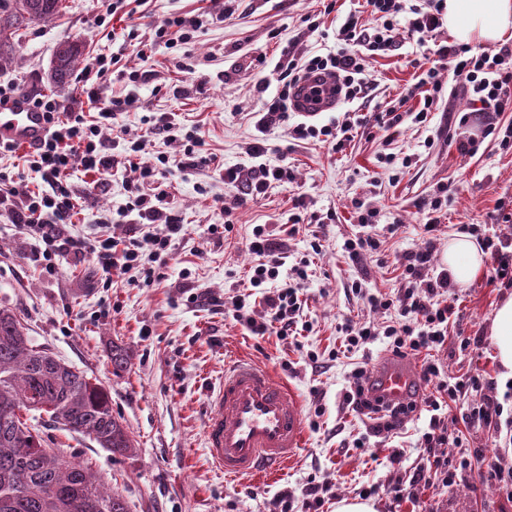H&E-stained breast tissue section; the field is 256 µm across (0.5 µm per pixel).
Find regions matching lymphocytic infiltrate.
<instances>
[{
  "label": "lymphocytic infiltrate",
  "instance_id": "f902f5d3",
  "mask_svg": "<svg viewBox=\"0 0 512 512\" xmlns=\"http://www.w3.org/2000/svg\"><path fill=\"white\" fill-rule=\"evenodd\" d=\"M381 25L374 34L361 30L357 17L346 19L342 28V45L327 55L306 59L292 53H284L274 67L282 88L270 101L257 120L259 131L286 120L290 109V97L294 87L303 80L328 76L334 78L332 94L348 99L365 97L368 86L364 76L365 57L370 52H386L394 46L398 35V15L404 11V0H366ZM200 26L195 18L169 17L165 24L154 31L153 42L141 43L138 54L150 58L154 41L164 42L175 48L189 44ZM437 60L428 64L418 62L420 71L418 87L423 88V106L416 112V122H426L436 105L443 86L439 79L441 65H448L460 79L469 95L470 105L476 106V122L492 126L500 113L512 112V47L499 51H473L467 45H444L436 51ZM32 106L42 112L48 125L47 133L32 152L29 164L45 185L44 190L34 192L10 187L0 194V207L4 208L11 223L18 225L34 238V256L42 260L47 273H54L60 259L73 255H89L96 262L104 282H111L113 274L124 275L139 270L144 279L155 276L153 264L167 253L174 237L185 231L183 224L170 214L164 213L159 204L167 192L158 178L160 166L170 165L177 169L207 167L215 158L205 148V140L198 130H189L184 137L181 152L172 156H146L145 139L129 141L122 153H115L114 143L103 138L102 125L112 117L111 107H103L97 119L88 120L83 115L62 111L55 98L37 97ZM265 145L255 141L249 144L247 154L253 163L249 166H231L224 170V182L241 187L250 199L265 196L272 185L292 182L288 168L271 167L264 163ZM80 163L84 170L101 176L111 175L114 168H123L129 200L126 213H137L147 223H164L166 234L143 232L141 236L118 243L109 236L87 238L67 233L65 226L80 205V198L67 181L73 163ZM249 250L259 261L252 266V287L263 288V300L267 307L264 316L256 318L245 313L243 299H233L234 318L256 336L274 335L287 340L297 330V316L303 300L298 287L289 285L273 287L285 260L281 252L269 243L262 227H254ZM433 246L407 253L402 261L403 275L412 284L398 299L381 295L370 296L371 307L391 312L390 320L382 324L344 323L340 326L342 343L348 353H355L386 338V349L391 355L404 358L418 355L422 358L420 380L430 387L431 393L423 403L407 401L392 404L374 393L373 382L363 366H355L350 375L349 387L342 396L343 409L370 419L372 434L394 431L402 427L418 410L429 412L428 428L420 439L424 464L416 469L408 485H395L391 492L395 499H403L405 487H417L425 483L448 487L457 483L472 470L473 462L483 463L479 475L495 482L507 496L512 497V471H504L499 462L490 460L481 451L464 453L460 438H449L448 421L443 412L450 403L470 400L471 421L499 431L502 410L493 396L484 394L485 384L480 377L470 376L448 382L443 368L434 353L444 345L448 335V322L455 313L454 294L450 293L451 279L447 271L432 277L423 272L432 261ZM460 450L458 462L448 458V447Z\"/></svg>",
  "mask_w": 512,
  "mask_h": 512
}]
</instances>
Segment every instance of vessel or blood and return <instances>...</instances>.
Segmentation results:
<instances>
[{"instance_id": "obj_1", "label": "vessel or blood", "mask_w": 512, "mask_h": 512, "mask_svg": "<svg viewBox=\"0 0 512 512\" xmlns=\"http://www.w3.org/2000/svg\"><path fill=\"white\" fill-rule=\"evenodd\" d=\"M309 87L306 81L295 87L291 104L294 111L312 117L335 109L337 96L315 103L309 98ZM46 129L42 113L30 105L24 93H17L0 106V144L31 150L44 139ZM375 378L382 393L394 400L406 399L416 389L417 373L407 363L385 362ZM211 406L206 446L215 466L227 476L269 472L303 445V421L296 395L275 383L258 365L244 360L227 365Z\"/></svg>"}]
</instances>
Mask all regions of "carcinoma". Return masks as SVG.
Returning <instances> with one entry per match:
<instances>
[{
	"label": "carcinoma",
	"mask_w": 512,
	"mask_h": 512,
	"mask_svg": "<svg viewBox=\"0 0 512 512\" xmlns=\"http://www.w3.org/2000/svg\"><path fill=\"white\" fill-rule=\"evenodd\" d=\"M62 0H0V68L16 52L22 29L51 22ZM81 43L56 49L48 80L70 83L83 56ZM112 374L126 371L127 349L111 343ZM37 411L62 429L89 436L126 456L134 448L128 427L112 414L108 392L48 349L33 344L14 312L0 308V512H128L122 496L97 487L90 468L66 461L40 429L23 418Z\"/></svg>",
	"instance_id": "carcinoma-1"
}]
</instances>
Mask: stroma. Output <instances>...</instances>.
Masks as SVG:
<instances>
[{
    "instance_id": "obj_1",
    "label": "stroma",
    "mask_w": 512,
    "mask_h": 512,
    "mask_svg": "<svg viewBox=\"0 0 512 512\" xmlns=\"http://www.w3.org/2000/svg\"><path fill=\"white\" fill-rule=\"evenodd\" d=\"M110 0H62L53 22L31 28L0 83L11 82L28 96L56 98L68 112L96 111L72 79L65 88L50 87L48 70L61 41L85 46V59L117 56L109 74L106 98L123 99L114 108L104 137L119 144L148 136L151 155L175 154L179 143L166 135H147V121L158 112L174 113L178 123L198 126L207 147L226 166L248 164L247 143L261 139L268 148L266 164L290 168L292 183L275 186L261 198L238 203L236 188L226 185L214 168L170 169L162 208L180 215L188 231L176 238L154 267L160 279L125 275L102 286L95 261L85 256L60 260L46 273L33 257L34 240L0 216V307L12 310L32 341L59 359L95 378L109 393L112 412L127 425L136 450L132 457L112 455L80 434L40 423L45 440L61 444L68 460L89 464L98 484L123 496L128 512H269L273 497L290 495L289 512H306L309 484L323 486V512H335L343 498H355L361 487L408 483L422 463L419 438L426 420L408 422L399 432L370 438L365 450L351 443L365 431L344 414L339 394L348 385L353 363L369 370L385 362L382 342L365 354L330 359L340 344L344 319L383 322L382 311L368 307L350 290L360 282L364 291L399 296L405 282L399 262L425 240L434 246L432 265L443 268L448 242L460 225L474 228L475 238L512 237V222L499 219L500 209L512 212V148L503 149L497 135L484 138L476 155L461 154L448 143V130L458 127L468 96L448 69H441L443 97L426 122L413 115L422 105L415 85L416 58L449 44L447 28H438L426 44L400 35L390 51L367 62L370 90L366 98L340 101L336 110L313 120L316 126H357V135L343 152L329 153L313 139L293 134L300 114L266 132L255 126L257 114L275 95L273 72L281 54L311 57L336 50L339 32L349 13L359 12L360 24L373 32L376 21L360 11L357 0H237L233 16H225V0H147L136 10L110 11ZM201 16L203 24L192 43L180 49L156 44L151 58L137 49L151 40L153 27L168 17ZM403 112L396 132L381 128L378 117L389 109ZM96 174L74 166L69 182L84 207L68 230L93 238L110 234L132 237L134 223L120 211L128 200L122 175L96 187ZM447 187L448 204L432 212L439 187ZM223 205H216V198ZM303 208H295V198ZM375 208L371 231L381 240V255L352 259L343 251L345 239L363 235L357 222L359 206ZM233 210L232 226L224 224L225 208ZM299 214L298 233L287 221ZM439 226L426 235L430 217ZM264 225L283 252L287 266L307 261L301 280L307 304L300 322L307 328L299 343L274 336H255L222 308L229 297L248 294V307L263 316L262 291L249 288L248 270L256 257L245 247L255 225ZM397 232H390V225ZM320 251H313L312 241ZM460 314L450 320L448 338L437 357L449 381L468 375L496 378L491 326L498 303L512 290L482 271L466 283H454ZM479 337L476 350H461L460 335ZM118 343L132 353L129 369L112 373L107 346ZM316 351L320 367L308 365L303 351ZM244 359L267 368L278 382L300 399L304 417L319 416V429H306L295 458L258 478L225 476L206 451L204 425L209 396L224 380L226 362ZM465 403L448 411L451 431L460 433L465 448L498 454L512 468V449L497 452L487 428L473 424ZM404 454L389 459L393 448ZM377 512H512L498 485L472 476L458 484L419 488L415 500L375 499Z\"/></svg>"
}]
</instances>
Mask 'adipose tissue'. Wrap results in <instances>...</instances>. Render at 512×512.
I'll return each instance as SVG.
<instances>
[{
	"mask_svg": "<svg viewBox=\"0 0 512 512\" xmlns=\"http://www.w3.org/2000/svg\"><path fill=\"white\" fill-rule=\"evenodd\" d=\"M443 21L458 43L497 44L512 40V0H444ZM444 262L457 282L470 281L484 266V253L472 236L448 243ZM500 382L512 379V296L497 307L491 327Z\"/></svg>",
	"mask_w": 512,
	"mask_h": 512,
	"instance_id": "adipose-tissue-1",
	"label": "adipose tissue"
}]
</instances>
